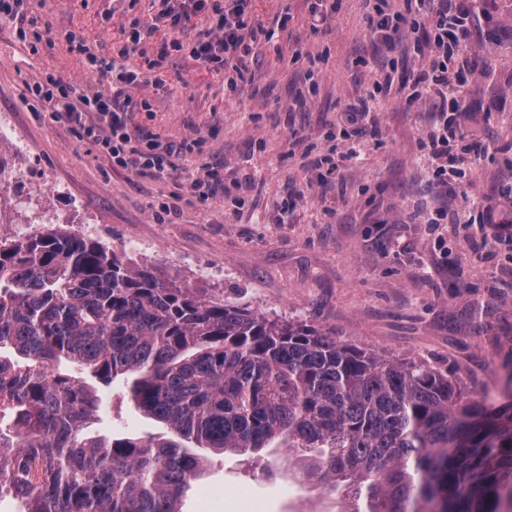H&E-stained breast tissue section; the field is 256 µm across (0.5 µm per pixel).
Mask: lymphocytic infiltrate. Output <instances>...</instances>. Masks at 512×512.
<instances>
[{"label":"lymphocytic infiltrate","mask_w":512,"mask_h":512,"mask_svg":"<svg viewBox=\"0 0 512 512\" xmlns=\"http://www.w3.org/2000/svg\"><path fill=\"white\" fill-rule=\"evenodd\" d=\"M365 2L368 30L388 48L411 40L422 28L431 35L427 48L418 52L423 65L403 92L407 104L431 107L432 119L423 146L437 162V177L445 178L447 171L440 160L448 154V130L455 127L456 114L467 94L450 61L467 36L469 13L458 8L455 0H403L399 9L391 7L389 0ZM251 4L252 0H158V8L149 19H132L124 44L115 47L111 59L94 54L89 57L94 72L110 76V97L87 96L76 84L52 74L31 93L52 120L81 126L85 139L108 155L115 167L165 176L175 167L172 151L144 152L133 144L126 119L127 108L134 101L131 92L145 83L163 86L161 71L171 51L185 47L177 35L191 15L199 12L207 13L213 24L185 48L198 65L223 77L229 90H236L249 71L258 37L264 32L250 19ZM139 49L147 52L145 67L134 70L125 60Z\"/></svg>","instance_id":"f902f5d3"}]
</instances>
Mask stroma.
I'll return each mask as SVG.
<instances>
[{"mask_svg": "<svg viewBox=\"0 0 512 512\" xmlns=\"http://www.w3.org/2000/svg\"><path fill=\"white\" fill-rule=\"evenodd\" d=\"M473 75L464 123L476 149L454 141L464 158L449 187L432 178L421 141L427 107L394 92L360 126L343 109L378 75L410 77L418 58L387 49L367 30L365 0H339L336 29L311 35L303 0H255L265 28L287 12L302 52L259 41L240 91L228 93L190 57L205 32L193 16L167 62L166 85H143L134 99L151 111L128 113L145 143L175 149V170L158 177L114 168L79 127L35 110L27 88L53 73L88 96L112 93L109 78L87 70V53L69 50L75 35L88 53L111 57L131 18L149 0H24L23 22L0 18V113L23 148L0 146V167L18 173L0 187V207L40 205L64 231L125 254L239 307L292 317L360 348L424 362L458 379L473 397L512 401V223L498 221L512 190V0H471ZM24 25L26 40L16 36ZM357 143L361 159L327 179L314 162ZM224 170L227 196L197 201L184 183L204 166ZM447 208L448 221L436 223ZM484 330L474 333L472 322ZM94 434L162 437L166 427L131 405L123 381L98 388ZM335 495L306 485L281 448L211 456L182 500V512H340Z\"/></svg>", "mask_w": 512, "mask_h": 512, "instance_id": "stroma-1", "label": "stroma"}]
</instances>
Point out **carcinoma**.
I'll list each match as a JSON object with an SVG mask.
<instances>
[{
  "instance_id": "carcinoma-1",
  "label": "carcinoma",
  "mask_w": 512,
  "mask_h": 512,
  "mask_svg": "<svg viewBox=\"0 0 512 512\" xmlns=\"http://www.w3.org/2000/svg\"><path fill=\"white\" fill-rule=\"evenodd\" d=\"M119 377L168 436L86 432L97 385ZM273 442L309 451L300 478L342 512H512V403L75 234L0 241V496L22 512H181L206 466L195 449Z\"/></svg>"
}]
</instances>
